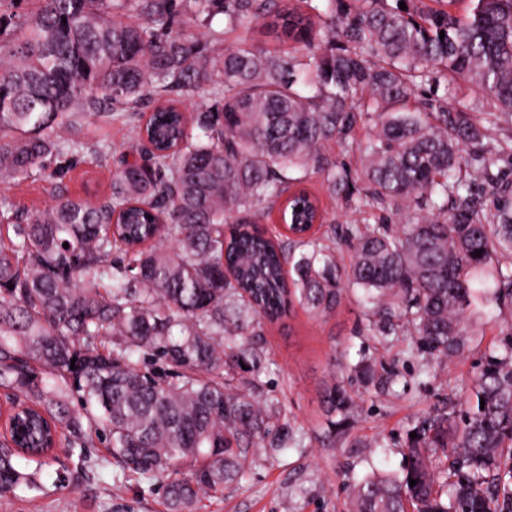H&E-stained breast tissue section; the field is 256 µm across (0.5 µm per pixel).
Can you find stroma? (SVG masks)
Segmentation results:
<instances>
[{"label":"stroma","instance_id":"1","mask_svg":"<svg viewBox=\"0 0 512 512\" xmlns=\"http://www.w3.org/2000/svg\"><path fill=\"white\" fill-rule=\"evenodd\" d=\"M73 136L108 144V167L86 155L70 158L63 175L0 183V196L31 213L62 197L102 201L122 156L132 153L131 131L116 122L81 127ZM305 186L327 223L372 224L379 217L355 211L349 193L330 194L318 175L307 176ZM369 308L362 290L351 288L328 314L296 305L281 322L263 324L252 339L255 365L233 369L228 378L255 402L279 407L292 440L285 448L255 449L242 463L241 479L201 496L197 512H350L351 485L374 468L400 472L408 434L424 416L467 401L474 372L512 324V304L488 297L468 316L472 333L463 352L436 359L416 351L412 336L369 335ZM359 364L369 367L373 381L355 379ZM380 377L392 378V387L379 389ZM334 385L352 398L348 414L327 409L324 396ZM57 456L43 469L39 489L0 494V512H169L161 481L124 474L109 462L105 440L61 448Z\"/></svg>","mask_w":512,"mask_h":512}]
</instances>
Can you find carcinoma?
I'll use <instances>...</instances> for the list:
<instances>
[{"label": "carcinoma", "instance_id": "1", "mask_svg": "<svg viewBox=\"0 0 512 512\" xmlns=\"http://www.w3.org/2000/svg\"><path fill=\"white\" fill-rule=\"evenodd\" d=\"M303 2L307 13L279 0H0L1 183L67 152L108 162V145L69 137L82 124L130 123L131 148L152 146L96 205L68 197L28 214L0 198L12 231L0 238V387L18 398L0 494L37 488L55 449L105 436L124 471L163 481L170 512H195L253 449L284 447L281 411L224 376L256 362L238 306L274 323L296 303L336 309L349 284L373 304L372 335L405 330L447 357L482 301L479 275L512 300V180L494 171L512 161V134L495 135L512 125V0H470L463 15L457 0ZM178 10L201 25L224 14L236 45L202 46L173 26ZM267 18L296 46L259 45ZM425 86L443 95L411 105ZM201 90L214 99L193 115L175 107ZM362 126L352 173L325 145L352 146ZM312 172L334 193L357 180L355 209L384 216L305 234L323 224L302 187ZM275 207L294 236L258 228ZM470 391L475 402L419 423L402 472L354 485L353 512H512V336ZM326 403L342 412L350 397L334 386Z\"/></svg>", "mask_w": 512, "mask_h": 512}]
</instances>
